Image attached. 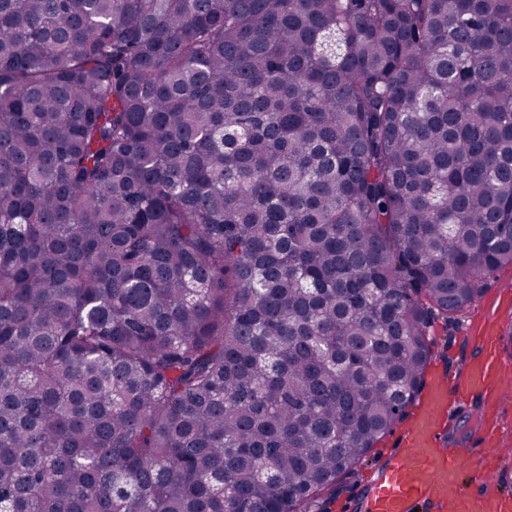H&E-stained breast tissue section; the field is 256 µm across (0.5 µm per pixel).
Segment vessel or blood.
Returning <instances> with one entry per match:
<instances>
[{
  "mask_svg": "<svg viewBox=\"0 0 512 512\" xmlns=\"http://www.w3.org/2000/svg\"><path fill=\"white\" fill-rule=\"evenodd\" d=\"M500 342L498 329L483 331L476 338L477 354L459 377L431 376L412 420L367 482V512H512V494L465 492L456 480L466 457L493 475L489 452L499 442L491 432L478 437L465 456L443 445V427L454 407H470L484 417L501 401L502 386L512 375L502 368Z\"/></svg>",
  "mask_w": 512,
  "mask_h": 512,
  "instance_id": "1",
  "label": "vessel or blood"
}]
</instances>
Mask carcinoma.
I'll use <instances>...</instances> for the list:
<instances>
[{
    "mask_svg": "<svg viewBox=\"0 0 512 512\" xmlns=\"http://www.w3.org/2000/svg\"><path fill=\"white\" fill-rule=\"evenodd\" d=\"M512 263V0H0V512H312Z\"/></svg>",
    "mask_w": 512,
    "mask_h": 512,
    "instance_id": "1",
    "label": "carcinoma"
}]
</instances>
